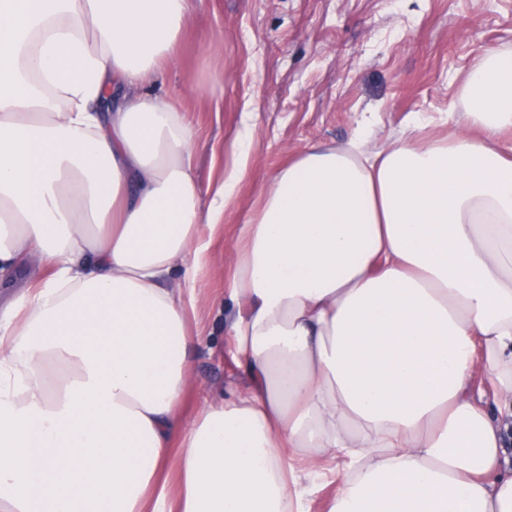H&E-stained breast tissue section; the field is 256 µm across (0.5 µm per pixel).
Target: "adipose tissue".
I'll list each match as a JSON object with an SVG mask.
<instances>
[{"label":"adipose tissue","mask_w":512,"mask_h":512,"mask_svg":"<svg viewBox=\"0 0 512 512\" xmlns=\"http://www.w3.org/2000/svg\"><path fill=\"white\" fill-rule=\"evenodd\" d=\"M190 0H0V512H512V51L440 136L311 144L239 230L228 317L250 385L190 424L202 260L245 173L202 197L153 87ZM482 368L485 389L474 386ZM336 488V477L328 474L324 479H317L308 496L309 512H329Z\"/></svg>","instance_id":"adipose-tissue-1"}]
</instances>
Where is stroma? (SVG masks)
Here are the masks:
<instances>
[{"instance_id":"stroma-1","label":"stroma","mask_w":512,"mask_h":512,"mask_svg":"<svg viewBox=\"0 0 512 512\" xmlns=\"http://www.w3.org/2000/svg\"><path fill=\"white\" fill-rule=\"evenodd\" d=\"M505 47L512 49V0H196L180 58L156 90L197 124L202 190L236 163L242 134L251 147L194 292L201 341L173 447L207 401L246 381L224 326V293L240 226L271 174L308 143L343 144L367 112L379 141L416 116L446 133L469 69Z\"/></svg>"}]
</instances>
